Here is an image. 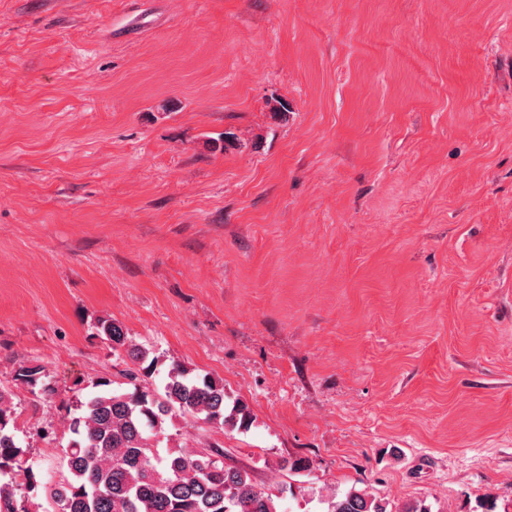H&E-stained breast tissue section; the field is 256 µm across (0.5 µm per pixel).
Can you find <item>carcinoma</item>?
Returning <instances> with one entry per match:
<instances>
[{"mask_svg": "<svg viewBox=\"0 0 512 512\" xmlns=\"http://www.w3.org/2000/svg\"><path fill=\"white\" fill-rule=\"evenodd\" d=\"M95 329L131 360L125 376L133 390L114 389L102 379L75 398L71 438L62 449L68 475L46 488L61 512H281L279 496L258 486L251 469L224 463V448L217 442L158 452V437L175 412L223 432L251 426L245 403H227L223 380L174 363L163 391L156 393L147 378L157 358L109 318L98 320ZM17 379L44 395L55 394L41 365L21 366ZM19 417L12 394L0 388V512H29L30 493L38 487L17 439ZM325 503L326 512H393L356 488Z\"/></svg>", "mask_w": 512, "mask_h": 512, "instance_id": "obj_1", "label": "carcinoma"}]
</instances>
